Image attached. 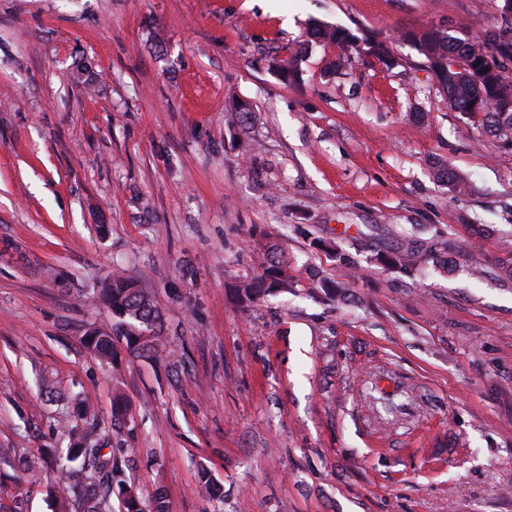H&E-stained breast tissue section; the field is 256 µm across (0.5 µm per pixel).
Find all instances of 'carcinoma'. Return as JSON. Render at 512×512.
Here are the masks:
<instances>
[{
	"label": "carcinoma",
	"mask_w": 512,
	"mask_h": 512,
	"mask_svg": "<svg viewBox=\"0 0 512 512\" xmlns=\"http://www.w3.org/2000/svg\"><path fill=\"white\" fill-rule=\"evenodd\" d=\"M502 27L503 22L498 21L477 38H461L446 30L425 27L421 35L409 33L406 38L426 62L437 68L438 82L448 95L450 107L466 116L481 114L484 131L502 144L512 146V41L496 40V31ZM324 42L340 49L337 69L365 50L383 62L390 60V49L383 40H367L362 47L359 39L344 29L313 23L303 43L280 58L276 70L285 79L298 80L309 49ZM492 50L501 58L498 65L487 63L486 57ZM454 62L462 63L464 70L480 79L460 80V72L450 68ZM446 246L447 241L440 237L429 246L413 242L377 255L376 261L384 267L406 269L414 255L422 251L445 266L448 261L441 260L438 252ZM263 248L270 253L268 266L258 279L237 290V301L243 307L265 293L288 287V273L277 257V243L266 241ZM98 298L112 315V326L108 331L94 330L84 336L85 347L99 357L108 358L115 344L122 343L138 358L156 361L166 358L157 328L158 311L136 282L114 276L100 290ZM52 487L58 512H111L114 496L119 500L120 512H169L163 493L143 499L139 490L123 478L118 463L103 458L100 439L92 428L74 435L67 447L55 451Z\"/></svg>",
	"instance_id": "obj_1"
}]
</instances>
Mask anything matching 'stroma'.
I'll list each match as a JSON object with an SVG mask.
<instances>
[{"label":"stroma","mask_w":512,"mask_h":512,"mask_svg":"<svg viewBox=\"0 0 512 512\" xmlns=\"http://www.w3.org/2000/svg\"><path fill=\"white\" fill-rule=\"evenodd\" d=\"M499 6L0 0V512H52L49 450L80 408L170 512H512V149L403 38H475ZM314 21L391 63L335 71L321 45L284 83L269 63ZM438 233L447 270L372 262ZM262 237L292 286L244 310ZM115 274L152 297L175 370L83 346Z\"/></svg>","instance_id":"1"}]
</instances>
